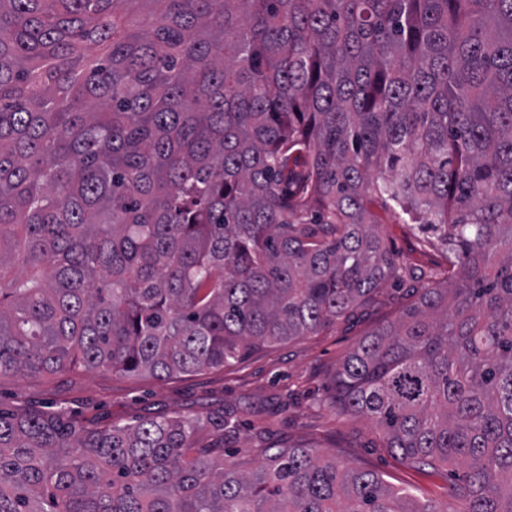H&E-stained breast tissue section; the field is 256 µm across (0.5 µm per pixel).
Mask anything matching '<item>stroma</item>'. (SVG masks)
<instances>
[{
  "mask_svg": "<svg viewBox=\"0 0 512 512\" xmlns=\"http://www.w3.org/2000/svg\"><path fill=\"white\" fill-rule=\"evenodd\" d=\"M369 209L406 273L336 325L252 352L229 367L165 379L85 369L51 377L4 376L0 377V407L58 406L121 424L145 414L230 412L238 419L239 436L226 445L247 449L251 464L261 462L267 448L309 444L354 467L381 474L421 499L447 502L453 482L449 468L425 473L408 469L383 448L371 424L339 414L329 403L337 365L365 335L395 320L417 298L431 274L446 267L441 251L420 250L416 232L402 223L395 210L378 202Z\"/></svg>",
  "mask_w": 512,
  "mask_h": 512,
  "instance_id": "1",
  "label": "stroma"
}]
</instances>
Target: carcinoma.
<instances>
[{
    "mask_svg": "<svg viewBox=\"0 0 512 512\" xmlns=\"http://www.w3.org/2000/svg\"><path fill=\"white\" fill-rule=\"evenodd\" d=\"M447 254L331 404L436 505L232 421L0 409V512H512V0H0V377L158 379L333 324Z\"/></svg>",
    "mask_w": 512,
    "mask_h": 512,
    "instance_id": "cac0c4a2",
    "label": "carcinoma"
}]
</instances>
